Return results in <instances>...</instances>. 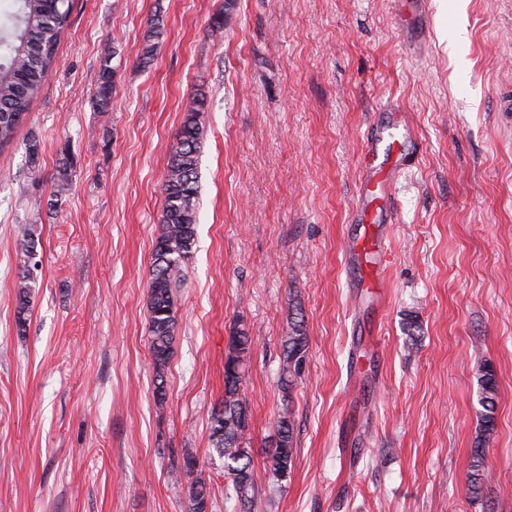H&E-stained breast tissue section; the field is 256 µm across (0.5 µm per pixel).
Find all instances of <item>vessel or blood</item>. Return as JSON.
Here are the masks:
<instances>
[{
	"instance_id": "1",
	"label": "vessel or blood",
	"mask_w": 512,
	"mask_h": 512,
	"mask_svg": "<svg viewBox=\"0 0 512 512\" xmlns=\"http://www.w3.org/2000/svg\"><path fill=\"white\" fill-rule=\"evenodd\" d=\"M401 17L404 33H425L428 21V0H394ZM401 119H393L388 126L374 130L366 144L369 154H376L382 141L402 146L405 136L401 132ZM396 162L383 159L370 165L361 179L357 192L356 211L364 227L361 236L349 239L345 257L347 262L357 264L363 271L362 285L366 288L380 287L390 261V238L386 228L392 210V176Z\"/></svg>"
}]
</instances>
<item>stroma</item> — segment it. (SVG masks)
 Returning <instances> with one entry per match:
<instances>
[{"instance_id":"obj_1","label":"stroma","mask_w":512,"mask_h":512,"mask_svg":"<svg viewBox=\"0 0 512 512\" xmlns=\"http://www.w3.org/2000/svg\"><path fill=\"white\" fill-rule=\"evenodd\" d=\"M404 50L392 0H73L56 64L0 152V512H183L196 456L209 512H247L209 452L228 338L243 380L258 494L248 512H512V0H429ZM164 20L149 66L139 56ZM224 28L214 34L215 15ZM109 111L90 94L105 50ZM206 96L197 247L157 404L150 256L169 148ZM397 113L417 150L394 178L391 264L362 287L344 264L370 131ZM40 142L29 162L28 137ZM72 184L55 196L62 158ZM37 226V286L15 319ZM309 344L279 387L288 308ZM421 337L407 347L406 313ZM497 380L490 480L467 490L477 372ZM295 425L286 479L265 471ZM163 37L162 21L159 15L150 21V25L144 34L143 47L140 55V63L143 66L149 65L155 57L160 40ZM32 283H35V280L31 277V273L27 269L20 279L16 297V325L19 331H23L26 328V323L28 320L27 316L28 312L30 311V303L32 298L31 294L33 291ZM294 426L284 413L279 416L276 423V440L274 448L267 456L265 471H269L272 477L281 478L287 475L293 467L294 460Z\"/></svg>"}]
</instances>
